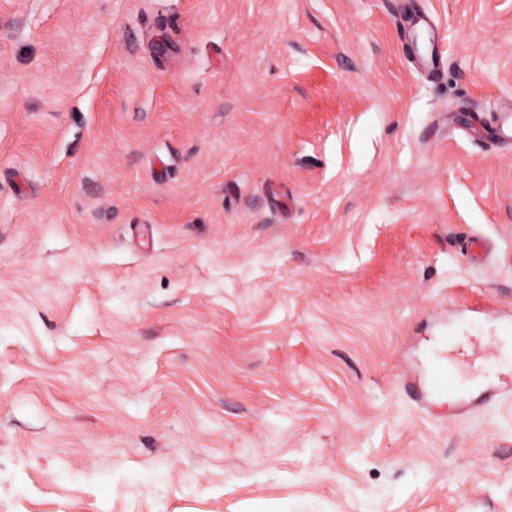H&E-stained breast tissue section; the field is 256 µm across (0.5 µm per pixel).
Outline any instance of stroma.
<instances>
[{"label":"stroma","mask_w":512,"mask_h":512,"mask_svg":"<svg viewBox=\"0 0 512 512\" xmlns=\"http://www.w3.org/2000/svg\"><path fill=\"white\" fill-rule=\"evenodd\" d=\"M507 103L512 0H0V512H512L407 388L512 373ZM457 383V378L448 363L439 360L432 363L428 384L434 392H448V388Z\"/></svg>","instance_id":"obj_1"}]
</instances>
